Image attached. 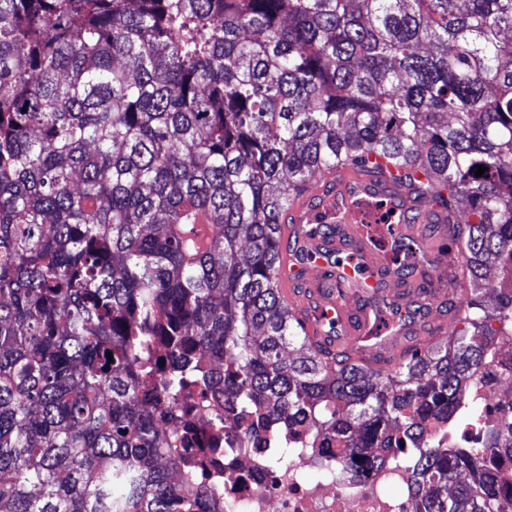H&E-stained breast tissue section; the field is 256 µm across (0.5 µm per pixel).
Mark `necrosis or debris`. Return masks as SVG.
Returning <instances> with one entry per match:
<instances>
[{
	"label": "necrosis or debris",
	"instance_id": "4bbe7bcc",
	"mask_svg": "<svg viewBox=\"0 0 512 512\" xmlns=\"http://www.w3.org/2000/svg\"><path fill=\"white\" fill-rule=\"evenodd\" d=\"M475 397L484 418L494 419L502 405L512 403V372H498L490 384L477 377ZM197 454L202 461L199 480L214 490L224 512H414L408 492L411 470L400 459L382 470H365L348 483L326 475L313 478L304 454L270 466L243 451L229 470L209 449H198Z\"/></svg>",
	"mask_w": 512,
	"mask_h": 512
}]
</instances>
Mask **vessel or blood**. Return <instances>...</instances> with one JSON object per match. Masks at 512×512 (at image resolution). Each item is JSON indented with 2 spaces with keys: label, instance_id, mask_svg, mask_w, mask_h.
<instances>
[{
  "label": "vessel or blood",
  "instance_id": "vessel-or-blood-1",
  "mask_svg": "<svg viewBox=\"0 0 512 512\" xmlns=\"http://www.w3.org/2000/svg\"><path fill=\"white\" fill-rule=\"evenodd\" d=\"M323 190L318 199L304 196L295 200V222L281 228L283 237L294 240V247L282 258L280 291L284 303L295 314L311 343L328 349L344 347L368 365H376L380 353H401L407 338L421 334V322L404 297L408 286L389 277L386 266L377 251L362 248L360 264L363 284L374 293L385 296L389 305L386 324L381 327L378 341H371V313L358 309L350 300L349 282L355 276L353 269L336 265V251L360 245L363 238L358 222L363 203L372 201L381 212L394 217L418 210L417 223L394 226L392 240L402 243L417 236L422 224H444L447 211L419 208L407 188L368 175L348 166L326 172L322 178ZM342 223L344 233L336 237L314 232L317 224Z\"/></svg>",
  "mask_w": 512,
  "mask_h": 512
}]
</instances>
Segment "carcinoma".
<instances>
[{
  "label": "carcinoma",
  "mask_w": 512,
  "mask_h": 512,
  "mask_svg": "<svg viewBox=\"0 0 512 512\" xmlns=\"http://www.w3.org/2000/svg\"><path fill=\"white\" fill-rule=\"evenodd\" d=\"M380 158L469 212L463 328L372 368L303 335L278 228L323 172ZM364 214L417 278L415 243ZM508 340L512 0H0V512H213L165 456L194 391L271 464L398 456L416 512H505L512 476L480 460L512 461V413L472 450L449 433Z\"/></svg>",
  "instance_id": "obj_1"
}]
</instances>
